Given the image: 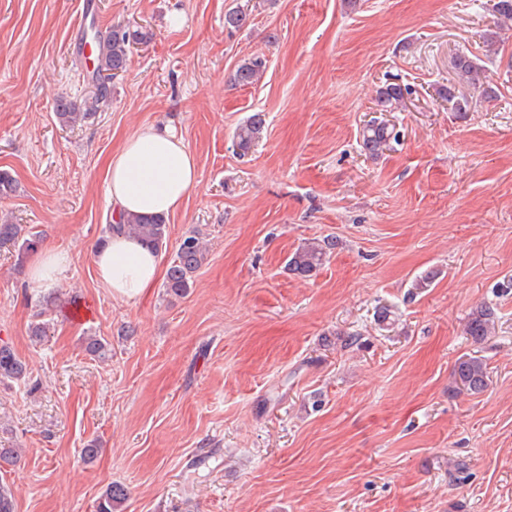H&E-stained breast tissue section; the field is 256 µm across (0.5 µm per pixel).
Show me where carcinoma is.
Here are the masks:
<instances>
[{
	"label": "carcinoma",
	"instance_id": "obj_1",
	"mask_svg": "<svg viewBox=\"0 0 512 512\" xmlns=\"http://www.w3.org/2000/svg\"><path fill=\"white\" fill-rule=\"evenodd\" d=\"M151 34L141 27L116 25L98 35V66L96 69L95 91L79 107L65 98L55 104V116L62 126H74L91 118L100 104L107 101L110 94L108 80L115 73L126 68L130 48L150 40ZM458 78L475 87L479 84L481 67L469 56L458 55L453 61ZM265 59L252 56L239 64L233 73V84L245 87L255 84L264 73ZM409 88L399 84H388L380 89L377 106L386 112L388 108L401 102ZM265 129V118L261 112H255L235 129L236 146L241 155H246L258 141ZM399 140L396 127L385 122H369L362 135V147L371 158H377L390 148L391 143ZM106 237L114 234L132 236L141 243L159 252L167 242L168 224L160 215L132 214L117 224H109L105 229ZM38 241L24 224L0 222V247L9 245L17 252L18 259L37 247ZM336 249V240L324 239L311 241L295 250L286 262L288 271L300 278L314 276ZM206 260L205 249L196 234L180 239L176 258L167 270L164 284L169 296L183 297L191 288L192 278ZM496 315L492 307L481 305L469 315L465 333L475 341H482L495 332ZM84 351L99 360L112 356L109 343L94 335L83 337ZM453 376L455 382L473 394L484 391L488 381L487 366L478 357L464 356L457 360ZM29 379L26 363L6 343L0 344V383L18 382ZM127 498V491L121 484H112L101 495L96 512H119Z\"/></svg>",
	"mask_w": 512,
	"mask_h": 512
}]
</instances>
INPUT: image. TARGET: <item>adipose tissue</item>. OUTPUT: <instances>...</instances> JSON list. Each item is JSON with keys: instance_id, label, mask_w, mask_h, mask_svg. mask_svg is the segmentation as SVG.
Wrapping results in <instances>:
<instances>
[{"instance_id": "obj_1", "label": "adipose tissue", "mask_w": 512, "mask_h": 512, "mask_svg": "<svg viewBox=\"0 0 512 512\" xmlns=\"http://www.w3.org/2000/svg\"><path fill=\"white\" fill-rule=\"evenodd\" d=\"M113 217L152 213L170 215L197 183V166L183 138L169 127L149 126L127 138L107 161ZM98 280L113 294L133 299L157 283L158 255L139 241L109 238L94 254Z\"/></svg>"}]
</instances>
